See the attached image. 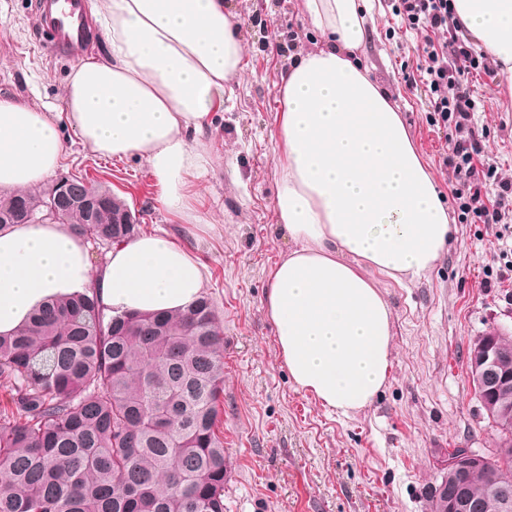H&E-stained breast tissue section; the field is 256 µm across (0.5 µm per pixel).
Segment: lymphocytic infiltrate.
<instances>
[{
	"label": "lymphocytic infiltrate",
	"mask_w": 512,
	"mask_h": 512,
	"mask_svg": "<svg viewBox=\"0 0 512 512\" xmlns=\"http://www.w3.org/2000/svg\"><path fill=\"white\" fill-rule=\"evenodd\" d=\"M397 14L423 39L424 63L419 71L428 91L427 107L435 124L453 126L445 160L463 175L458 196L463 212L486 224H500L512 214V183L498 181L497 171L479 158L473 131L475 101L461 83L473 75L493 74L485 54L460 37L453 0H399Z\"/></svg>",
	"instance_id": "1"
}]
</instances>
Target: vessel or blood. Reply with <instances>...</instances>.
Returning <instances> with one entry per match:
<instances>
[{
	"label": "vessel or blood",
	"mask_w": 512,
	"mask_h": 512,
	"mask_svg": "<svg viewBox=\"0 0 512 512\" xmlns=\"http://www.w3.org/2000/svg\"><path fill=\"white\" fill-rule=\"evenodd\" d=\"M34 12L51 55L79 58L89 52L92 33L84 0H34Z\"/></svg>",
	"instance_id": "b4317fda"
}]
</instances>
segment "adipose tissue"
I'll list each match as a JSON object with an SVG mask.
<instances>
[{
  "label": "adipose tissue",
  "instance_id": "obj_1",
  "mask_svg": "<svg viewBox=\"0 0 512 512\" xmlns=\"http://www.w3.org/2000/svg\"><path fill=\"white\" fill-rule=\"evenodd\" d=\"M107 56L73 70L66 116L103 157L138 155L184 212V176L206 156L191 141L237 77L238 20L224 0H104ZM455 16L512 83V0H454ZM325 41L282 74L277 223L295 248L270 272L265 311L295 385L350 416L369 406L391 364L392 312L375 270L413 282L452 236L448 207L390 95L355 56L367 0H305ZM66 153L52 110L0 99V190L38 186ZM93 288L112 313L179 314L205 288L171 239L113 247L92 270L87 245L53 220L0 230V334L51 299Z\"/></svg>",
  "mask_w": 512,
  "mask_h": 512
}]
</instances>
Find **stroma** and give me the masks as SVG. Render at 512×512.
Wrapping results in <instances>:
<instances>
[{
    "label": "stroma",
    "mask_w": 512,
    "mask_h": 512,
    "mask_svg": "<svg viewBox=\"0 0 512 512\" xmlns=\"http://www.w3.org/2000/svg\"><path fill=\"white\" fill-rule=\"evenodd\" d=\"M396 3L370 0L374 23L358 57L397 103L455 233L420 280L374 274L392 311V363L373 402L351 417L296 388L264 311L268 275L293 246L275 213L280 77L323 42L304 0H224L240 21L242 73L225 83L201 140L206 172L186 177V214L162 208L146 160L102 157L83 146L74 122H59L68 151L39 192L58 176L92 175L135 210L144 233L168 236L204 269L224 333V512H430L449 451L495 450L498 433L469 380L467 351L492 330L512 332V227L462 213L459 176L443 161L450 133L433 124L424 87L411 79L420 40L402 28ZM74 66L47 55L31 0H0V99L63 109ZM468 86L480 158L512 182V92L501 74Z\"/></svg>",
    "instance_id": "obj_1"
}]
</instances>
